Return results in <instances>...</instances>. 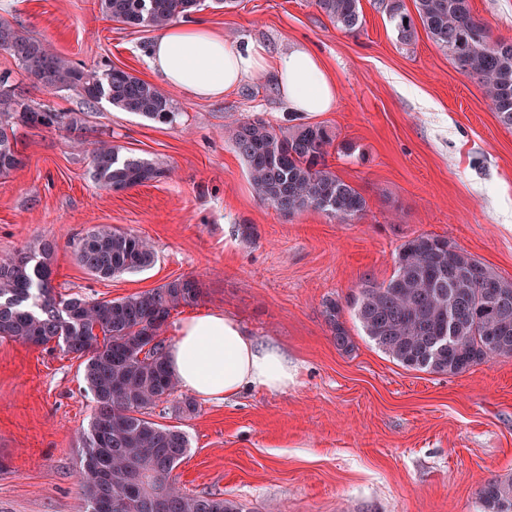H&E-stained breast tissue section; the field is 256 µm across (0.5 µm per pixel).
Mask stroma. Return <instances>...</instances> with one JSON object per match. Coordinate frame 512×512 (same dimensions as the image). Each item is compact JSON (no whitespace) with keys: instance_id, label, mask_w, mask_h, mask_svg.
<instances>
[{"instance_id":"stroma-1","label":"stroma","mask_w":512,"mask_h":512,"mask_svg":"<svg viewBox=\"0 0 512 512\" xmlns=\"http://www.w3.org/2000/svg\"><path fill=\"white\" fill-rule=\"evenodd\" d=\"M361 7L354 33L312 0H204L199 10L228 40L315 53L336 83L329 112L287 110L266 75L216 98L171 91L170 124L21 79L30 104L78 114L82 129L19 128L24 164L0 177V258L52 240L55 292L92 299L196 278L204 295L173 312L167 341L190 315L221 310L287 354L298 370L288 391L249 389L199 401L189 416L154 414L190 441L173 472L185 491L223 494L240 512H483L484 483L512 477V359L456 375L407 369L365 336L351 300L362 279H389L398 248L419 234L448 238L512 281V129L425 31L402 42L378 0ZM0 19L85 70L116 66L160 83L145 59L156 31L112 21L98 0H0ZM242 118L327 125L338 144L328 164L364 196V216L286 217L261 202L224 134ZM100 141L166 177L99 187L87 149ZM100 224L148 238L154 264L90 276L71 242ZM244 224L252 239L241 237ZM329 299L351 351L337 348L325 321ZM91 415L80 359L53 343L0 338V512H83L80 437Z\"/></svg>"}]
</instances>
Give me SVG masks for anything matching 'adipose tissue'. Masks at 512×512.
<instances>
[{
  "instance_id": "obj_1",
  "label": "adipose tissue",
  "mask_w": 512,
  "mask_h": 512,
  "mask_svg": "<svg viewBox=\"0 0 512 512\" xmlns=\"http://www.w3.org/2000/svg\"><path fill=\"white\" fill-rule=\"evenodd\" d=\"M146 60L169 88L197 97H219L247 77L269 75L290 111L327 112L336 103V86L310 50L271 53L259 43L228 41L200 18L169 24ZM166 359L179 387L205 401L226 402L250 388L284 392L297 377L285 353L220 310L183 320Z\"/></svg>"
}]
</instances>
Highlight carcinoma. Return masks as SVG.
I'll return each mask as SVG.
<instances>
[{
  "label": "carcinoma",
  "instance_id": "1",
  "mask_svg": "<svg viewBox=\"0 0 512 512\" xmlns=\"http://www.w3.org/2000/svg\"><path fill=\"white\" fill-rule=\"evenodd\" d=\"M403 41L416 30L403 0H382ZM336 27L348 33L362 24L360 0H314ZM427 36L475 78L500 122L512 128V41L493 37L472 11L471 0H414ZM202 0H99L109 18L133 28L162 29L179 15L199 10ZM22 74L49 91L78 90L95 102L161 124L176 117L173 99L130 72L111 67L86 72L49 52L25 30L0 20V47ZM62 116L30 105L12 74L0 72V176L22 165L19 127L51 126ZM231 142L244 159L258 198L284 215L306 209L348 221L361 218L365 198L330 169L335 133L320 123L273 126L242 120ZM91 176L104 189L121 191L165 176L146 161L122 158L101 142L90 152ZM79 264L100 279L140 271L155 259L139 234L96 226L73 241ZM53 243L34 239L0 260V338L35 346L57 342L84 359L83 381L93 414L82 436L80 488L85 512H238L216 494L194 495L172 479L190 448L184 432L149 419L177 392L161 337L173 311L198 302V280L178 277L119 299L65 298L52 286ZM386 282L363 281L353 298L354 315L375 346L401 366L457 374L496 358H512V283L445 237L419 234L406 240ZM35 300L36 310L26 308ZM336 345L351 346L338 303L325 304ZM141 478L131 485L129 466ZM484 512H512V479H494L480 490Z\"/></svg>",
  "mask_w": 512,
  "mask_h": 512
}]
</instances>
